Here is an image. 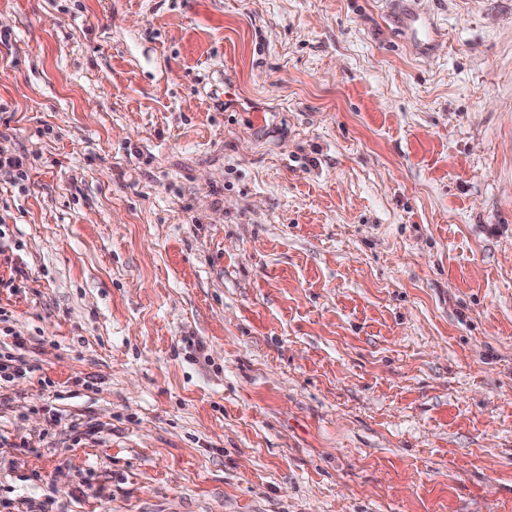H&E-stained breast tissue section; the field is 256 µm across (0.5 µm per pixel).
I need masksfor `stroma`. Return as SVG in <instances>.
<instances>
[{"instance_id":"1","label":"stroma","mask_w":512,"mask_h":512,"mask_svg":"<svg viewBox=\"0 0 512 512\" xmlns=\"http://www.w3.org/2000/svg\"><path fill=\"white\" fill-rule=\"evenodd\" d=\"M0 153V512H512V0H0Z\"/></svg>"}]
</instances>
